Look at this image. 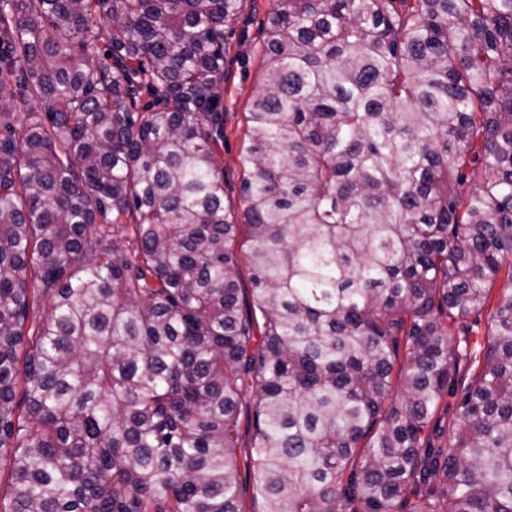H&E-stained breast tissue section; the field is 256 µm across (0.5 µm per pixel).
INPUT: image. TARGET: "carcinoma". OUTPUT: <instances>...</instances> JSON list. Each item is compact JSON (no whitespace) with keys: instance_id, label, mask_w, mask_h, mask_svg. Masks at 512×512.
I'll return each instance as SVG.
<instances>
[{"instance_id":"1","label":"carcinoma","mask_w":512,"mask_h":512,"mask_svg":"<svg viewBox=\"0 0 512 512\" xmlns=\"http://www.w3.org/2000/svg\"><path fill=\"white\" fill-rule=\"evenodd\" d=\"M239 7L0 0V512H512V0H277L242 224ZM274 6V0H242L238 18L224 29L227 52L221 98L224 106V146L220 150V158L224 170V200L229 201L238 224L244 222L240 152L245 138L246 112L260 89L263 51L261 23ZM507 268L503 269L493 285L491 290L490 299L485 306V309L480 313H474L464 318H456L452 320L446 316L440 317V320L448 326V333L456 341L460 339H467L470 349L473 350L475 341H478L476 350L486 345L488 337H490L488 314L491 310L492 303L498 299V296L503 293V288L506 285ZM475 365L473 357L470 361H461L456 377L458 395L456 398L446 397L436 413L435 419L432 422V425L436 428L431 434L430 440L431 444L436 448H446L448 446V425L453 422L457 398L462 395V390L468 384ZM447 403L448 410L445 408Z\"/></svg>"}]
</instances>
